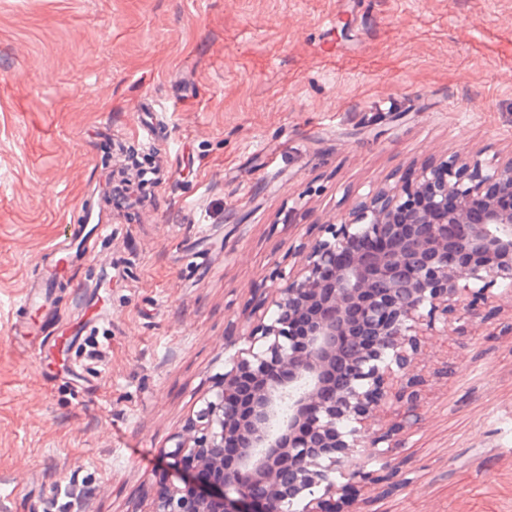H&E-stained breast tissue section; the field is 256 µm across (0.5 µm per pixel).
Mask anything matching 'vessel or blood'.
I'll return each mask as SVG.
<instances>
[{"label":"vessel or blood","instance_id":"1","mask_svg":"<svg viewBox=\"0 0 512 512\" xmlns=\"http://www.w3.org/2000/svg\"><path fill=\"white\" fill-rule=\"evenodd\" d=\"M111 226L112 217L101 206L93 203L82 206L76 220L66 225L62 239L45 252L38 269L30 275L19 302L24 315L8 325L11 341L23 342L45 335L48 324L59 319V308L50 292L52 284L68 269L79 265Z\"/></svg>","mask_w":512,"mask_h":512}]
</instances>
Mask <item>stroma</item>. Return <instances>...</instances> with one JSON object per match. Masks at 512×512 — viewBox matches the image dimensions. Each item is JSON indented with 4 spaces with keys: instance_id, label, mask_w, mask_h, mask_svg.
Listing matches in <instances>:
<instances>
[{
    "instance_id": "35a3bbf8",
    "label": "stroma",
    "mask_w": 512,
    "mask_h": 512,
    "mask_svg": "<svg viewBox=\"0 0 512 512\" xmlns=\"http://www.w3.org/2000/svg\"><path fill=\"white\" fill-rule=\"evenodd\" d=\"M512 156V0H0V512H154L274 288L380 189ZM165 178L7 336L88 194ZM383 492L342 512H512V299L424 333Z\"/></svg>"
}]
</instances>
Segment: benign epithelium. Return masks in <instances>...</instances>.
<instances>
[{"label":"benign epithelium","mask_w":512,"mask_h":512,"mask_svg":"<svg viewBox=\"0 0 512 512\" xmlns=\"http://www.w3.org/2000/svg\"><path fill=\"white\" fill-rule=\"evenodd\" d=\"M503 197H512V156L490 169L446 161L331 226L276 289L268 322L245 336L251 359L225 371L198 412L202 436L171 451L194 476L168 488L155 512H331L336 476L345 492L381 481L365 467H387L379 444L391 433L364 423L386 404L412 417L421 327L448 332L462 297L475 316L494 287L512 296V207ZM391 376L405 389L388 390Z\"/></svg>","instance_id":"obj_1"}]
</instances>
